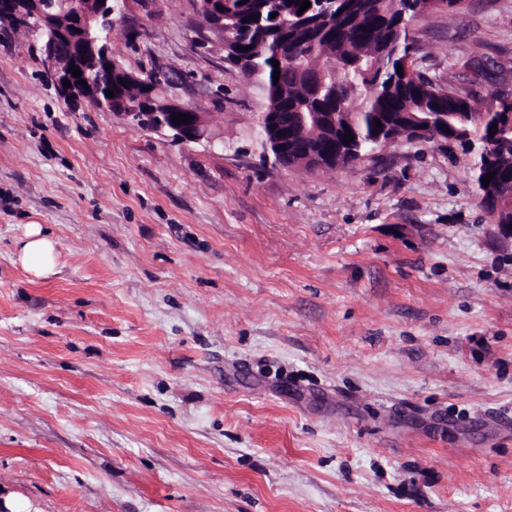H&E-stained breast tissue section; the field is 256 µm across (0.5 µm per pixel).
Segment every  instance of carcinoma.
Here are the masks:
<instances>
[{
    "label": "carcinoma",
    "mask_w": 512,
    "mask_h": 512,
    "mask_svg": "<svg viewBox=\"0 0 512 512\" xmlns=\"http://www.w3.org/2000/svg\"><path fill=\"white\" fill-rule=\"evenodd\" d=\"M301 0H224V33L233 42L250 47L244 65L267 95L288 101V111L305 112L294 122L297 140L317 143L331 136L340 141L351 134L360 153L344 165L375 153L389 137L411 135L415 124L428 125L441 112L455 113L448 125V142L463 147L479 144L486 154L473 165L474 181L488 218L512 224V210L494 213L482 177L493 174L496 193L512 189V125L509 109L493 102L482 108L461 85H439L414 69L397 72L398 64L412 58L410 22L421 15L402 14L401 0H337L338 13L312 12L302 28L289 26L288 55L278 52L282 19L294 20ZM277 17H272V14ZM279 67H274L271 60ZM279 81H273L274 71ZM334 112L336 124L327 127L308 116ZM382 122V127L374 123ZM497 131L489 133L492 125Z\"/></svg>",
    "instance_id": "carcinoma-1"
}]
</instances>
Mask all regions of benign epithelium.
Wrapping results in <instances>:
<instances>
[{
  "label": "benign epithelium",
  "mask_w": 512,
  "mask_h": 512,
  "mask_svg": "<svg viewBox=\"0 0 512 512\" xmlns=\"http://www.w3.org/2000/svg\"><path fill=\"white\" fill-rule=\"evenodd\" d=\"M48 2L0 0V20L14 25L31 21L39 24L48 71L65 98L83 100L142 130L167 131L177 142L210 140L202 113L164 97L162 83L155 75L137 76L112 58L110 34L117 22L115 15L123 12L122 0H55V12L49 11ZM196 10L220 40L224 51L233 52L231 43L224 37V0H196ZM72 64L81 70V76L75 77L69 71ZM66 80L70 82L68 87L64 86ZM123 80L138 84L140 93L135 99L125 96ZM108 89L114 90V97L106 96ZM175 114H187L192 120L177 125L172 121ZM261 123L269 131V146L273 148L277 166L288 159L291 151L300 154L293 166L308 165L312 169L334 167L343 157L356 154L352 142L339 146L326 143L318 151L298 145L282 105L275 112L262 113Z\"/></svg>",
  "instance_id": "benign-epithelium-1"
}]
</instances>
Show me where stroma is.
I'll return each instance as SVG.
<instances>
[{
	"label": "stroma",
	"mask_w": 512,
	"mask_h": 512,
	"mask_svg": "<svg viewBox=\"0 0 512 512\" xmlns=\"http://www.w3.org/2000/svg\"><path fill=\"white\" fill-rule=\"evenodd\" d=\"M439 84L512 93V0L409 26ZM112 55L211 141L141 131L0 25V499L13 512H512V239L475 154L283 169L262 86L194 0H126ZM54 270L19 261L29 225Z\"/></svg>",
	"instance_id": "obj_1"
}]
</instances>
